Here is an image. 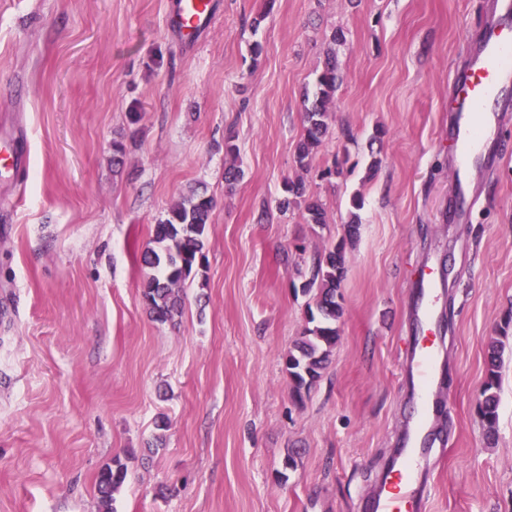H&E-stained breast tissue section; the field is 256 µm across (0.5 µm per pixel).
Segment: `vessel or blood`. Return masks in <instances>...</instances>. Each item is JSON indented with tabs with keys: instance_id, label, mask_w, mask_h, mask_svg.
Here are the masks:
<instances>
[{
	"instance_id": "vessel-or-blood-1",
	"label": "vessel or blood",
	"mask_w": 512,
	"mask_h": 512,
	"mask_svg": "<svg viewBox=\"0 0 512 512\" xmlns=\"http://www.w3.org/2000/svg\"><path fill=\"white\" fill-rule=\"evenodd\" d=\"M212 9L211 0H179L171 22L186 39L196 36ZM468 63L453 82L448 102V145L458 199H467L468 169L487 158L486 145L496 135L499 108L512 97V0H496L482 38L467 48ZM26 167L20 137H0V181L19 179ZM418 298L413 312L415 336L405 348V370L413 381V415L393 461L360 512H426L423 487L430 441L436 430V372L440 362L439 279L431 263L413 274Z\"/></svg>"
}]
</instances>
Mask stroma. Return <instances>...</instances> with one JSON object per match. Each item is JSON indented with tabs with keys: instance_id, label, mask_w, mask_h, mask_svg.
Masks as SVG:
<instances>
[{
	"instance_id": "obj_1",
	"label": "stroma",
	"mask_w": 512,
	"mask_h": 512,
	"mask_svg": "<svg viewBox=\"0 0 512 512\" xmlns=\"http://www.w3.org/2000/svg\"><path fill=\"white\" fill-rule=\"evenodd\" d=\"M176 3L0 0V133L20 113L29 140L24 176L0 183V512H99L115 458L114 512H357L412 413L404 345L428 259L451 442L431 457L429 512H512V337L494 443L477 414L512 312V101L502 162L472 170L477 202L448 221V92L491 0H214L194 46L168 26ZM330 53L340 83L305 171L304 94ZM297 179L325 224L279 210ZM194 192L215 202L204 259L160 323L143 255ZM356 195L340 337L298 402L284 360L312 301L302 284ZM127 475V467L120 459H113L112 465H107L99 473L96 489L103 512H112L113 495L123 485Z\"/></svg>"
}]
</instances>
